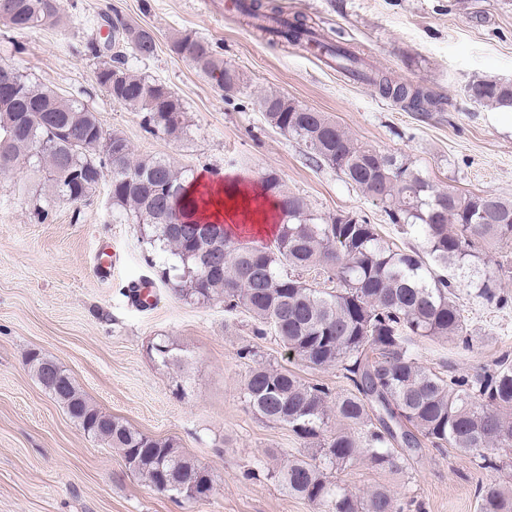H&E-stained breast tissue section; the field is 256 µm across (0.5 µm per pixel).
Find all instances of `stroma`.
Here are the masks:
<instances>
[{
	"instance_id": "obj_1",
	"label": "stroma",
	"mask_w": 512,
	"mask_h": 512,
	"mask_svg": "<svg viewBox=\"0 0 512 512\" xmlns=\"http://www.w3.org/2000/svg\"><path fill=\"white\" fill-rule=\"evenodd\" d=\"M278 2L367 65L444 97L443 110L401 107L324 67L307 46L259 37L224 0H59L70 28L29 33L0 24V63L66 95L87 91L104 132L123 135L134 154L163 156L189 176L241 180L256 191L276 176L282 191L303 198L321 221L353 216L375 225L393 247L424 243L335 170L310 161L302 142L271 127L257 107L260 96L280 94L326 113L359 142L408 158L436 189L512 198V113L465 92L478 78L512 81V0ZM115 15L156 33L154 56L132 67L180 99L187 123L181 138L147 134L140 113L96 87L98 62L86 45L105 42V19ZM184 32L209 41L241 73L240 94L226 96L171 51V38ZM30 179L22 170L0 175V512H319L269 478L304 446L288 426L248 409L244 384L263 363L340 396L349 386L338 371L306 369L275 336L256 337L247 314L225 312L223 302L197 304L174 293L161 277L172 257L143 241L139 224L113 218L109 180L87 203L56 200L37 220L13 194L15 183ZM102 247L116 256L105 276L95 260ZM479 253L475 264L444 274L480 342L458 352L448 341H422L419 361L434 371L472 373L512 352V242L488 241ZM478 279L494 281L508 305L477 297ZM145 281L155 286L148 309L131 298ZM161 339L174 344L184 368L182 392L174 390L173 368L151 351ZM245 347L253 357H240ZM35 353L53 358L105 414L176 443L211 473L212 498L177 502L128 471L115 449L88 437L44 391L29 363ZM334 479L359 496L388 487L411 502V512H477V486L512 475L426 445L401 472L364 462L335 471Z\"/></svg>"
}]
</instances>
